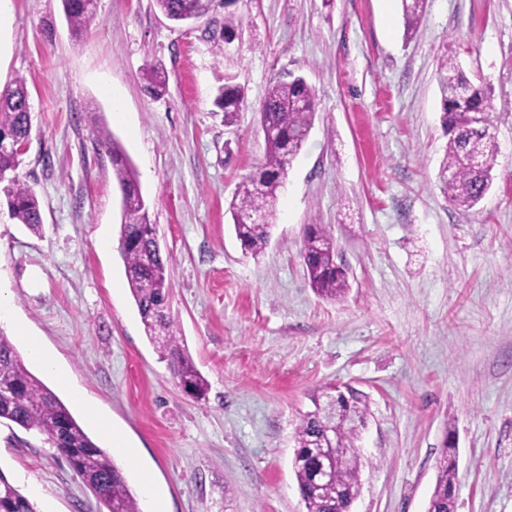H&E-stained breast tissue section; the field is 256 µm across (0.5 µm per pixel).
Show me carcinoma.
Instances as JSON below:
<instances>
[{
	"instance_id": "obj_1",
	"label": "carcinoma",
	"mask_w": 512,
	"mask_h": 512,
	"mask_svg": "<svg viewBox=\"0 0 512 512\" xmlns=\"http://www.w3.org/2000/svg\"><path fill=\"white\" fill-rule=\"evenodd\" d=\"M70 29L79 34L97 20L93 0H60ZM211 0H154L170 20L208 12ZM404 35L410 37L426 10V0H401ZM243 18L224 13L219 39L241 34ZM442 94L441 124L448 141L438 172L441 192L458 210L467 213L492 184L497 145L491 132L490 89L472 83L453 57L443 56L438 69ZM144 79L150 93L166 92L161 65L147 66ZM30 100L27 81L18 76L0 91V138L17 144L29 140ZM245 100V90L224 77L214 105L224 122L234 121ZM317 112L316 95L305 77L276 80L260 104L264 156L254 172L239 183L230 204L234 230L243 249L256 256L270 242L279 192L288 169L301 152ZM95 143L112 154V168L122 191L120 254L132 297L146 335L161 359L168 362L177 385L187 395L206 397L208 381L180 343L168 316L169 259L157 247V228L149 219L137 171L111 133L92 123ZM23 154L0 147V206L18 223L37 232L42 224L40 202L34 189L17 174ZM339 250L331 230L310 224L303 236L302 258L313 291L330 300L349 290V271L336 267ZM314 410L295 429L293 470L306 512H350L357 498L364 467L357 441L365 427L368 407L363 393L351 386H332L312 398ZM0 424L43 437L56 448L82 479L106 512H141L120 468L108 452L82 429L64 403L24 365L11 340L0 331ZM437 474L427 512H454L458 472L453 434L436 466ZM0 512H37L36 506L0 470Z\"/></svg>"
}]
</instances>
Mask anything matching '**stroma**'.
Returning <instances> with one entry per match:
<instances>
[{"instance_id": "stroma-1", "label": "stroma", "mask_w": 512, "mask_h": 512, "mask_svg": "<svg viewBox=\"0 0 512 512\" xmlns=\"http://www.w3.org/2000/svg\"><path fill=\"white\" fill-rule=\"evenodd\" d=\"M400 4L236 0L243 29L228 47L212 36L220 0L187 25L153 0H95L98 22L78 36L59 0H0V89L27 80L19 175L42 214L35 233L0 211L13 308L0 330L101 448L110 442L76 395L125 435L136 454L116 463L133 492L146 473L167 487L163 507L140 497L141 512H306L294 432L312 392L336 384L368 403L359 446L371 465L352 512H426L450 432L456 512H512V0H428L409 38ZM446 54L493 91V183L466 214L437 183ZM151 61L167 75L160 98L145 90ZM288 73L313 86L319 110L254 256L228 208L263 158L260 103ZM228 74L246 96L230 124L213 104ZM94 122L137 170L170 260L168 313L206 399L182 392L145 335ZM309 224L336 238L350 272L342 299L309 286ZM32 336L64 378L30 357ZM0 470L38 512L99 510L39 436L1 425Z\"/></svg>"}]
</instances>
